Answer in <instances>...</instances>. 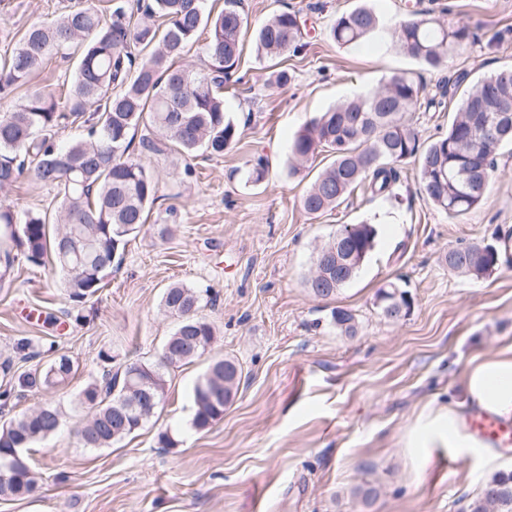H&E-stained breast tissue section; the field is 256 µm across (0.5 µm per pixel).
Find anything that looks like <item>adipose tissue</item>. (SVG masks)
<instances>
[{"mask_svg": "<svg viewBox=\"0 0 512 512\" xmlns=\"http://www.w3.org/2000/svg\"><path fill=\"white\" fill-rule=\"evenodd\" d=\"M463 408L448 406L423 413L407 433L408 448H445L462 454L474 448L492 450V442L466 428L470 414H488L512 422V345L475 358L464 373Z\"/></svg>", "mask_w": 512, "mask_h": 512, "instance_id": "ef3b65f1", "label": "adipose tissue"}]
</instances>
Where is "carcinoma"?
Listing matches in <instances>:
<instances>
[{
  "label": "carcinoma",
  "instance_id": "carcinoma-1",
  "mask_svg": "<svg viewBox=\"0 0 512 512\" xmlns=\"http://www.w3.org/2000/svg\"><path fill=\"white\" fill-rule=\"evenodd\" d=\"M206 0H113L110 18L86 0H76L53 22L27 28L11 52L0 57V100L27 86L23 101L0 113V191L16 186L25 173L56 190L51 211H16L0 204V244L15 242L26 260L41 265L48 255L66 274L65 291L73 303L92 298L112 273L128 238L147 223L160 199L150 157L170 150L188 157L203 150L221 155L239 137L236 123L224 116V84L242 82L237 75L242 36L248 20L241 0H225L218 12ZM379 24L366 7L342 13L329 30L340 46L367 40ZM207 34L199 62L183 63L190 46ZM399 50L434 70L448 65L457 47L474 38L465 20L444 24L431 10L409 11L393 33ZM258 56L273 59L303 47L299 12L282 10L254 31ZM74 59L70 85L56 89L30 84L49 58ZM465 70L440 85V96L407 74H395L381 86L337 104L305 125L290 146L292 158L307 162L322 151L333 161L315 178L302 199L303 209L322 214L336 208L362 187L372 196H392L397 167L412 159L425 197L450 217H461L482 202L500 149L512 144V129L481 131L483 118L512 107V66L475 82L466 92L446 134L421 146L418 131L403 120L407 112L437 111L468 81ZM76 122L84 138L57 144L59 132ZM144 134L134 142L135 130ZM351 230L355 259L375 247L377 230L369 223L343 226ZM499 250L469 245L448 252V267L483 277L495 270ZM321 298L336 295L344 284L336 277L306 281ZM382 314L410 310L406 292L395 295L388 284L377 292ZM164 310L176 320L158 358L131 362L116 372L102 370L77 397L81 422L76 435L84 448L104 449L135 433L163 403L166 374L201 357L215 331L201 314L202 296L183 284L165 289ZM336 329L355 336L354 313L338 308ZM73 361L59 355L44 367L16 374L13 361L0 363L5 389L0 405V496L24 499L38 489L27 449L53 436L63 412L47 403L19 412L13 399L66 382ZM243 369L231 358L213 362L193 387L197 407L193 427L207 429L224 415L241 382ZM153 397L141 403L142 391ZM466 512H512V471L494 474L467 505Z\"/></svg>",
  "mask_w": 512,
  "mask_h": 512
}]
</instances>
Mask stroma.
<instances>
[{
	"instance_id": "stroma-1",
	"label": "stroma",
	"mask_w": 512,
	"mask_h": 512,
	"mask_svg": "<svg viewBox=\"0 0 512 512\" xmlns=\"http://www.w3.org/2000/svg\"><path fill=\"white\" fill-rule=\"evenodd\" d=\"M70 2L0 0V27L15 32L53 21ZM401 3L244 0L253 27L285 6L307 18L303 50L284 57L292 81L275 84L268 61L245 41L242 92L224 96L237 142L220 156L152 157L161 198L85 303L68 302L62 271L16 259L0 284V361L26 338L68 355L74 372L19 402L22 410L54 404L64 419L30 451L42 476L38 495L0 497V512H465L486 479L512 469V449L489 458L479 448L455 456L404 445L424 409L463 404L460 381L475 356L512 344V153L499 155L482 205L460 218L423 197L410 160L399 166L395 198L357 191L318 216L301 205L331 161L322 153L295 165L289 146L307 122L397 73L432 92L443 78L396 49ZM357 6L374 11L383 30L364 44L338 47L329 29ZM421 6L450 7L447 22L480 24L481 40L512 27V0ZM480 42L464 44L448 70H467L475 80L512 65V36L490 55ZM260 156L269 168L256 181L250 172ZM363 221L378 236L357 277L336 296L314 297L305 280L318 248L341 226ZM163 225L169 235H159ZM473 244L499 247L492 274L449 269V250ZM391 282L411 301L398 321L377 306L378 289ZM172 283L211 298L201 314L215 327V343L170 370L164 402L133 436L104 450L81 447L74 405L101 373L100 353L111 355L114 369L155 360L175 326L161 305ZM338 308L356 315L357 336L336 329L331 314ZM222 357L241 365V383L223 417L199 432L193 386ZM163 432L176 447L159 446Z\"/></svg>"
}]
</instances>
